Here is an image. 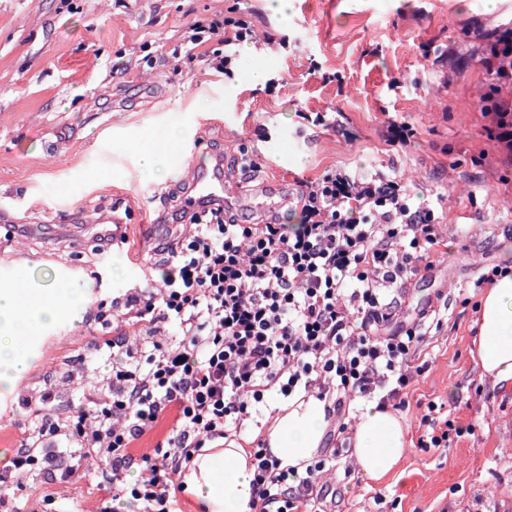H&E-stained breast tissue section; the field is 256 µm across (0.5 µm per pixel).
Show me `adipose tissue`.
<instances>
[{
  "mask_svg": "<svg viewBox=\"0 0 512 512\" xmlns=\"http://www.w3.org/2000/svg\"><path fill=\"white\" fill-rule=\"evenodd\" d=\"M147 146L133 178L152 176L169 165L179 150L180 132H142ZM91 279L57 268L43 275L35 267L0 268V399L12 394L41 359L46 339L61 324L82 320L93 298ZM475 358L484 377L512 391V275L486 289ZM328 427L325 404L314 396L278 405L260 432L280 467L305 468L317 454ZM353 461L378 480L390 475L408 451L400 419L387 408L369 405L353 427ZM178 480L201 512H253L256 490L247 449L238 444L197 452Z\"/></svg>",
  "mask_w": 512,
  "mask_h": 512,
  "instance_id": "obj_1",
  "label": "adipose tissue"
}]
</instances>
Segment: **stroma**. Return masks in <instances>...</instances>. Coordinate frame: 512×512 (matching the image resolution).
<instances>
[{"label": "stroma", "instance_id": "obj_1", "mask_svg": "<svg viewBox=\"0 0 512 512\" xmlns=\"http://www.w3.org/2000/svg\"><path fill=\"white\" fill-rule=\"evenodd\" d=\"M288 3L282 15L269 0H0V264L61 265L96 283L83 321L49 340L0 408V474L37 420L68 418L84 390L111 379L112 301L156 282V249L181 232L168 218L186 202L194 159L220 154L231 187L246 160L256 181L289 193L331 167L380 168L412 200L435 202L441 255L406 296L441 319L399 412L409 450L373 481L351 448L337 449L325 474L342 492L332 512H512V392L482 377L472 353L483 295L474 282L487 267H512V161L488 135L484 108L497 92L478 62L493 30L512 26V0ZM232 5L286 49L240 46L229 79L187 61L171 84L178 30ZM250 56L268 62L265 83L253 81ZM306 112L335 113L336 124L313 125ZM392 120L413 129L410 142H388ZM171 127L183 134L177 158L160 177L127 179L135 132ZM109 216L127 242H111ZM431 402L461 428L444 448L418 444ZM63 463L77 467L68 480L37 464L4 491L20 504L46 493L57 512H98L111 485L90 461Z\"/></svg>", "mask_w": 512, "mask_h": 512}]
</instances>
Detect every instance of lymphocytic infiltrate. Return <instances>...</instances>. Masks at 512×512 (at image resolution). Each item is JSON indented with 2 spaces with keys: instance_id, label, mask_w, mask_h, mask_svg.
Here are the masks:
<instances>
[{
  "instance_id": "f902f5d3",
  "label": "lymphocytic infiltrate",
  "mask_w": 512,
  "mask_h": 512,
  "mask_svg": "<svg viewBox=\"0 0 512 512\" xmlns=\"http://www.w3.org/2000/svg\"><path fill=\"white\" fill-rule=\"evenodd\" d=\"M252 26L226 14L200 16L182 28L173 58L205 59L231 76ZM482 67L512 84V29L498 30ZM299 222L246 224L222 206L178 210L191 230L167 251L161 285L127 295L111 345L112 401L82 409L61 426L45 420L39 435L64 436L79 454L111 473L112 499L140 512H178L176 477L206 443L235 437L267 410L270 398L315 395L326 402L333 436L357 417V400L387 387L400 398L410 361L423 340L415 319L396 317L406 285L433 267L440 240L431 204L412 203L397 177L381 170L324 171L300 183ZM178 337L160 341L163 327ZM151 346L147 366L121 354L129 336ZM170 435L153 456L131 454L135 441L162 420ZM144 464L135 482L128 471ZM255 512H320L325 460L304 472L281 468L268 450H253Z\"/></svg>"
}]
</instances>
